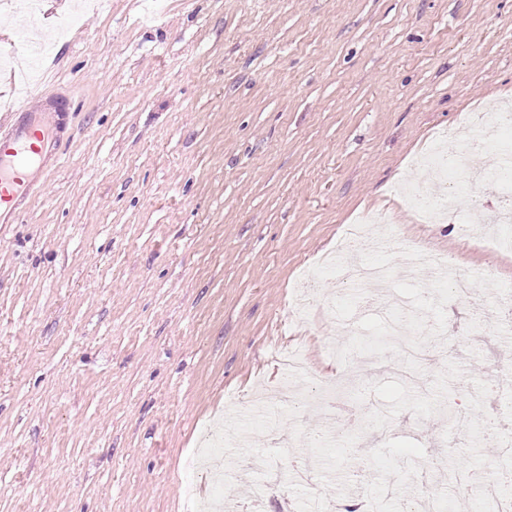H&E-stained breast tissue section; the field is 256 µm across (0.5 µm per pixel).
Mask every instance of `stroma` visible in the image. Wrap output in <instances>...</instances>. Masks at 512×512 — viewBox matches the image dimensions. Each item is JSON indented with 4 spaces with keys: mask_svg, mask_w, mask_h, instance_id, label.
Listing matches in <instances>:
<instances>
[{
    "mask_svg": "<svg viewBox=\"0 0 512 512\" xmlns=\"http://www.w3.org/2000/svg\"><path fill=\"white\" fill-rule=\"evenodd\" d=\"M0 112L65 96L61 163L14 223L0 224V512H186L190 466L223 423L228 458L273 453L322 426L298 400L267 414L247 398L303 339L334 381L338 438L289 448L314 482L284 472L266 512H346L368 486L388 512H429L449 469L487 468L473 425L445 406L512 369L493 289L461 297L428 265L392 292L428 316L399 337L362 289L323 273L307 323L306 271L345 227L383 214L403 243L458 256L512 286V252L461 247V222L421 224L397 186L433 134L512 100V0H46L0 9ZM437 342L412 364L402 342ZM383 412L385 428L369 416Z\"/></svg>",
    "mask_w": 512,
    "mask_h": 512,
    "instance_id": "35a3bbf8",
    "label": "stroma"
}]
</instances>
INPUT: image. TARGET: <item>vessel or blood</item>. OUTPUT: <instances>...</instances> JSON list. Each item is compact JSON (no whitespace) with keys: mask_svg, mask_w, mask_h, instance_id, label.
Segmentation results:
<instances>
[{"mask_svg":"<svg viewBox=\"0 0 512 512\" xmlns=\"http://www.w3.org/2000/svg\"><path fill=\"white\" fill-rule=\"evenodd\" d=\"M69 113L70 104L63 99L0 113V224L13 223L40 179L59 164Z\"/></svg>","mask_w":512,"mask_h":512,"instance_id":"obj_1","label":"vessel or blood"}]
</instances>
